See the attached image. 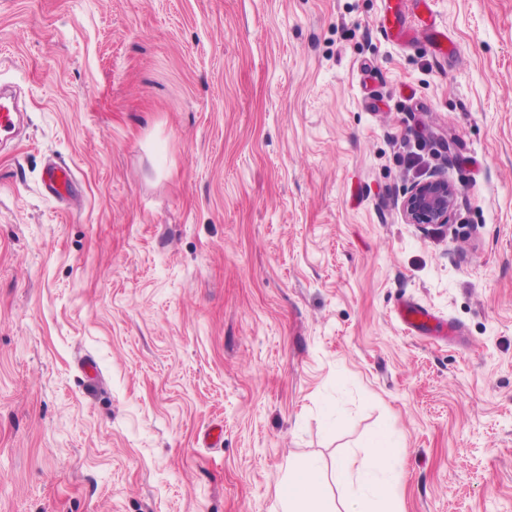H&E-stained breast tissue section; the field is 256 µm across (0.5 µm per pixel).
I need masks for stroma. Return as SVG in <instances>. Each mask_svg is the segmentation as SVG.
Listing matches in <instances>:
<instances>
[{
	"label": "stroma",
	"instance_id": "1",
	"mask_svg": "<svg viewBox=\"0 0 512 512\" xmlns=\"http://www.w3.org/2000/svg\"><path fill=\"white\" fill-rule=\"evenodd\" d=\"M433 9L456 51L384 0H0V512H280L379 433L395 512H512V0ZM390 1L395 0H386L385 31L387 35L394 41H403L413 37V31L401 22V9ZM75 171L56 161H49L42 176V186L46 195L60 197L69 194L75 186ZM456 206V185L443 172L433 170L406 189L402 215L408 224L443 226L449 223ZM397 319L411 334L427 336L437 320L431 309L421 303L406 300L397 310ZM328 475L316 458L302 457L288 466L287 480L277 488L282 512H340L328 492ZM304 507L313 510H304Z\"/></svg>",
	"mask_w": 512,
	"mask_h": 512
}]
</instances>
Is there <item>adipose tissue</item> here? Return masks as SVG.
<instances>
[{
	"label": "adipose tissue",
	"instance_id": "ef3b65f1",
	"mask_svg": "<svg viewBox=\"0 0 512 512\" xmlns=\"http://www.w3.org/2000/svg\"><path fill=\"white\" fill-rule=\"evenodd\" d=\"M396 457V449L382 438L364 456L342 457L329 470L318 459L299 458L289 464L288 477L277 489L281 512H391L385 465ZM332 483L354 490V497L336 503L328 492Z\"/></svg>",
	"mask_w": 512,
	"mask_h": 512
}]
</instances>
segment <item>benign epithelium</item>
<instances>
[{
    "instance_id": "1",
    "label": "benign epithelium",
    "mask_w": 512,
    "mask_h": 512,
    "mask_svg": "<svg viewBox=\"0 0 512 512\" xmlns=\"http://www.w3.org/2000/svg\"><path fill=\"white\" fill-rule=\"evenodd\" d=\"M456 206V185L443 172L433 170L406 189L402 215L407 224L443 226L449 223Z\"/></svg>"
}]
</instances>
